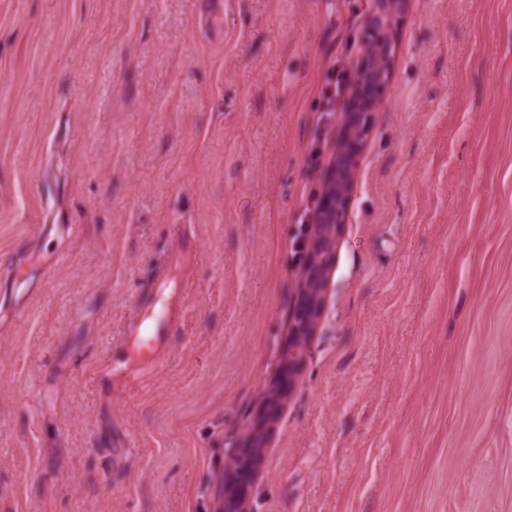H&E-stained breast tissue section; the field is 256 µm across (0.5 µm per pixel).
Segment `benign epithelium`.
Here are the masks:
<instances>
[{
    "label": "benign epithelium",
    "mask_w": 512,
    "mask_h": 512,
    "mask_svg": "<svg viewBox=\"0 0 512 512\" xmlns=\"http://www.w3.org/2000/svg\"><path fill=\"white\" fill-rule=\"evenodd\" d=\"M375 4L372 25L364 38L362 60L354 67L351 78L354 99L349 111L342 113V137L322 178L313 223L306 225L305 252L300 259L289 316L288 347L281 370L269 384L249 431L225 450L224 471L218 478V484L224 487V498L217 502L216 512H247L249 479L262 463L266 438L306 362L325 309L337 239L346 221L355 183V155L368 133L371 114L382 103L381 91L389 79L393 54L389 29L393 18L402 11L404 0H375Z\"/></svg>",
    "instance_id": "7a95c632"
}]
</instances>
